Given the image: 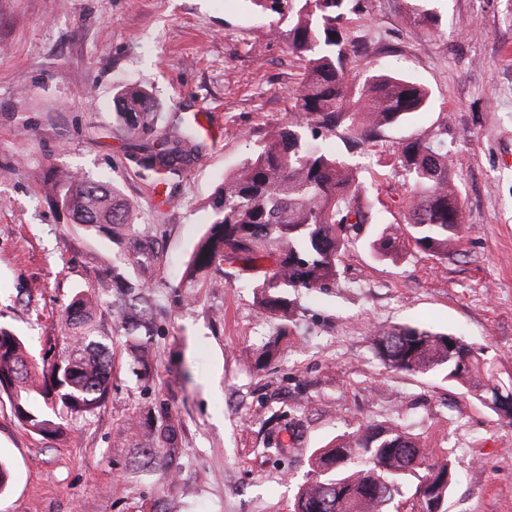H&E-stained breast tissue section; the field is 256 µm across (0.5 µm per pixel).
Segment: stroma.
<instances>
[{"mask_svg":"<svg viewBox=\"0 0 512 512\" xmlns=\"http://www.w3.org/2000/svg\"><path fill=\"white\" fill-rule=\"evenodd\" d=\"M415 10L434 25L407 29ZM276 21L248 0H0V327L35 362L53 360L65 309L116 266L150 285L154 327L147 367L134 365V338L101 295L94 336L110 346L112 390L67 436L25 430L0 393L12 470L0 512H292L311 453L367 423L400 425L450 458L446 512H512V425L441 377L388 370L368 340L376 324L423 325L512 372V0H364L352 17L351 77H407L430 103L364 146L326 138L358 167L373 221L347 244L335 287L302 293L287 326L259 319L238 264L196 302L178 289L211 195L295 102L301 64ZM127 83L153 97L148 134L128 133L114 110ZM201 112L208 127L179 174L162 184L137 165L173 114ZM440 126L460 244L444 260L412 248L379 259L370 241L409 204L401 147ZM51 169L113 186L136 212L127 239L77 224L42 188ZM164 414L180 435L158 451L150 423ZM273 436L282 450L268 448Z\"/></svg>","mask_w":512,"mask_h":512,"instance_id":"35a3bbf8","label":"stroma"}]
</instances>
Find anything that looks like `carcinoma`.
Instances as JSON below:
<instances>
[{"label": "carcinoma", "instance_id": "carcinoma-1", "mask_svg": "<svg viewBox=\"0 0 512 512\" xmlns=\"http://www.w3.org/2000/svg\"><path fill=\"white\" fill-rule=\"evenodd\" d=\"M262 14L288 20L272 28L305 62L293 110L268 132L263 144L235 173L224 178L209 206L213 219L185 263L179 288L193 302L199 289L221 281L211 271L240 262L258 292L260 317L293 320L299 294L336 285L341 254L351 232L372 219L367 188L357 168L318 141L343 129L357 143L369 142L408 119L429 102L428 91L404 77L373 74L361 84L348 79L353 44L347 22L362 0H251ZM115 112L130 131L153 127L151 94L139 85L124 87ZM141 164L156 173L176 174L195 151L187 124L159 144L142 148ZM399 163L411 188L405 223L382 229L371 248L383 260H396L412 246L442 260L454 252L462 229V207L452 180L453 159L443 130L405 144ZM48 195L90 227L106 224L112 234L133 225L129 206L114 188L76 174L53 170ZM132 296L120 311L122 323L148 338L145 319L148 285H128ZM97 295L78 297L63 316L66 336L57 359L37 366L26 342L0 329V391L14 398L18 422L40 435L66 433L67 414H86L108 397L111 374L104 360L108 346L92 339ZM452 334L412 324L372 327L374 355L390 370L441 374L491 412L512 423V374L504 373L477 347L458 336V357L448 358ZM177 430L168 417L155 428L156 448L173 444ZM312 477L297 491L294 512H389L401 489L422 497L421 512H445L453 485L451 460L440 458L414 435L391 424H368L311 455Z\"/></svg>", "mask_w": 512, "mask_h": 512}]
</instances>
